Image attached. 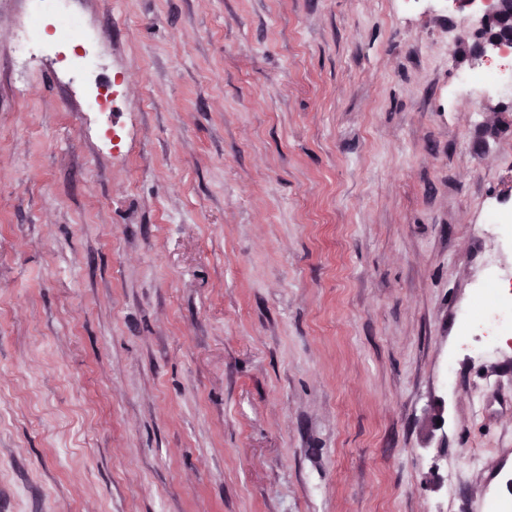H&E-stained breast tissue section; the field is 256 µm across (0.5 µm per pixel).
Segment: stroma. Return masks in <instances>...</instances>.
Listing matches in <instances>:
<instances>
[{
    "instance_id": "obj_1",
    "label": "stroma",
    "mask_w": 512,
    "mask_h": 512,
    "mask_svg": "<svg viewBox=\"0 0 512 512\" xmlns=\"http://www.w3.org/2000/svg\"><path fill=\"white\" fill-rule=\"evenodd\" d=\"M70 8L98 69L21 77L0 0V512L511 504L512 340L460 319L512 279V131L477 143L512 98L457 83L479 14Z\"/></svg>"
}]
</instances>
